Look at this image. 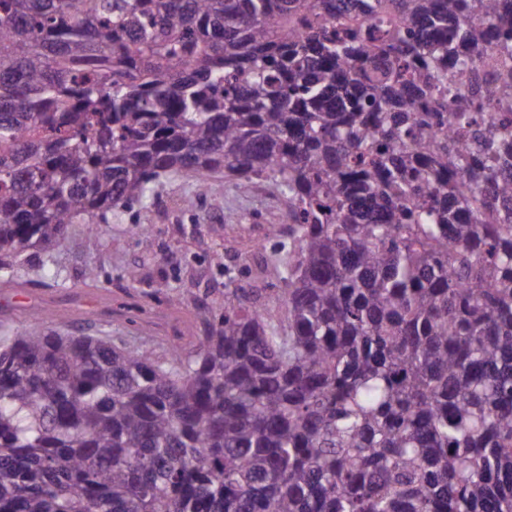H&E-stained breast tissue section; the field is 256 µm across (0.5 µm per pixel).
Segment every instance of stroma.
<instances>
[{
	"mask_svg": "<svg viewBox=\"0 0 512 512\" xmlns=\"http://www.w3.org/2000/svg\"><path fill=\"white\" fill-rule=\"evenodd\" d=\"M199 196L185 208L184 196ZM288 211L270 191L215 178L211 188L194 179H160L153 203L119 208L98 234L84 225L49 252L30 250L18 257L30 281L24 288L0 287V336L54 330L73 336H118L133 346L145 338L124 319L129 304L151 307L155 333L173 336L163 319L167 293L183 292L181 315L202 335L203 311L221 310L228 288H274L261 267L281 242L267 236L272 224L288 225ZM99 277L88 281L87 267ZM138 271L129 283L127 269ZM48 308L46 316L35 307Z\"/></svg>",
	"mask_w": 512,
	"mask_h": 512,
	"instance_id": "35a3bbf8",
	"label": "stroma"
}]
</instances>
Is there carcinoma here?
I'll return each mask as SVG.
<instances>
[{
	"label": "carcinoma",
	"mask_w": 512,
	"mask_h": 512,
	"mask_svg": "<svg viewBox=\"0 0 512 512\" xmlns=\"http://www.w3.org/2000/svg\"><path fill=\"white\" fill-rule=\"evenodd\" d=\"M217 174L282 287L1 337L0 512H512V0H0L4 281Z\"/></svg>",
	"instance_id": "carcinoma-1"
}]
</instances>
